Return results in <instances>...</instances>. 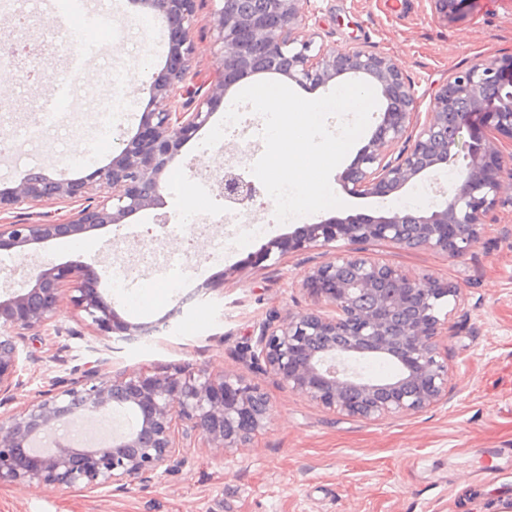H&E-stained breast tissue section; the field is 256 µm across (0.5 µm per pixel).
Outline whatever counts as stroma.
Instances as JSON below:
<instances>
[{"label":"stroma","instance_id":"35a3bbf8","mask_svg":"<svg viewBox=\"0 0 512 512\" xmlns=\"http://www.w3.org/2000/svg\"><path fill=\"white\" fill-rule=\"evenodd\" d=\"M92 3L111 15L113 32L77 18L59 24L44 0H25L29 24L23 35L44 50L34 60H0V68L16 78L0 109V129L16 142L12 155L0 157V190L33 171L78 178L108 164V152L81 160L76 154L85 148L82 133L112 105L110 75L127 77L144 62L155 71L166 62L161 21L135 11L128 0ZM62 36L99 44L100 50L72 79L63 122L39 137H25L23 125L43 111L54 85L43 79L28 84L21 75L34 68L63 78L68 62L59 50ZM214 36L212 4L198 0L192 37L201 84L222 71ZM301 37L317 47L359 46L391 57L413 84L424 113L437 84L484 59L512 53V0H473L450 20L430 0H311ZM206 136L199 131L172 163L162 210L140 211L76 240L0 251V296L26 287L28 273L41 264L79 258L102 269L100 287L125 319L169 321L148 344L119 341L107 352L105 337L94 334L84 312L65 303L48 326L30 332V359L0 411L17 410L52 384L89 372L108 379L119 372L153 375L180 368L244 376L269 397V422L246 447L226 453L189 449L151 481L132 482L122 492L2 483L0 512H512V185L504 188L509 203L495 208L481 241L463 257L369 245L370 253L412 274L456 284L465 301L439 347L452 372L447 402L366 421L330 413L281 386L272 373L242 362L243 349L269 316L312 307L301 281L325 257L299 251L275 265L243 266L249 253L294 226L276 221L271 201L255 206L247 224L233 212L219 218L193 204L198 187L225 166L250 169L264 151L263 142L247 134L207 149ZM160 212L168 218L163 228L155 222ZM187 223L198 241L191 252L180 246V227ZM218 241L224 257L213 261L209 254ZM133 242L174 256L179 275L141 267L128 249ZM118 265L129 274L121 290L112 284ZM189 293L193 305H182ZM484 460L494 462L495 478L477 476Z\"/></svg>","mask_w":512,"mask_h":512}]
</instances>
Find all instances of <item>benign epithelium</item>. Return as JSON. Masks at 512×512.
<instances>
[{
	"mask_svg": "<svg viewBox=\"0 0 512 512\" xmlns=\"http://www.w3.org/2000/svg\"><path fill=\"white\" fill-rule=\"evenodd\" d=\"M216 2L215 43L224 69L203 92L189 86L196 76L192 26L197 0H129L164 21L169 44L166 65L151 76L150 103L136 133L123 134L112 161L88 179L37 172L0 190V215L51 200L86 201L66 218L46 212L37 223L1 222L0 250L74 238L163 206L169 166L227 92L245 79L277 74L309 89L343 76L359 79L380 92L386 107L368 143L337 177L346 195L388 197L461 151L467 164L440 205L330 217L273 239L242 260L243 266H259L297 251L332 255L301 281L314 307L263 323L245 360L334 414L373 420L448 400L450 371L438 360L445 329L439 311L451 301L448 315L455 314L460 288L412 275L363 245L383 241L459 258L480 241L505 180L512 179L502 151L504 140L512 142V57L485 59L439 85L421 122L414 89L390 57L356 46L314 51L311 42L300 40L310 0H254L249 10L230 6V0ZM472 2L432 0L435 12L447 19ZM180 85L193 101H176L173 90ZM218 188L229 202L253 199L251 185L232 164ZM31 280L29 290L0 298V396L19 384L28 333L46 325L66 299L100 336L123 341L147 331L124 319L104 297L92 264L79 259L47 264ZM365 359L389 360L398 370L387 378L368 376L360 369ZM117 407L131 410L138 422L110 442L52 438L66 425ZM270 415L267 395L237 374L119 373L108 380L91 375L0 414V483L120 491L134 479L151 478L200 442L223 451L244 447Z\"/></svg>",
	"mask_w": 512,
	"mask_h": 512,
	"instance_id": "obj_1",
	"label": "benign epithelium"
}]
</instances>
